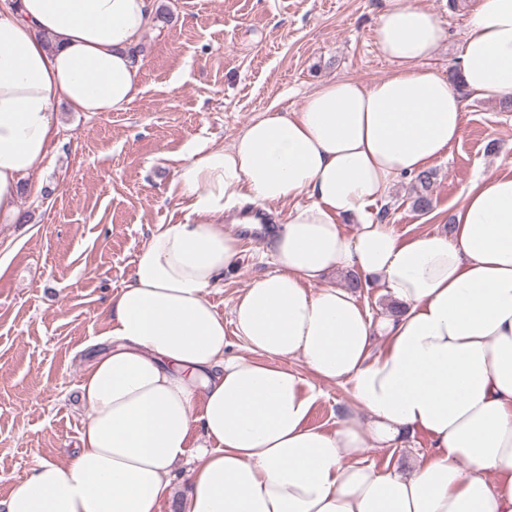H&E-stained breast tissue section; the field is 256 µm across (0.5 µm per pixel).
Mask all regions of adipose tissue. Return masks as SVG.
I'll list each match as a JSON object with an SVG mask.
<instances>
[{
	"label": "adipose tissue",
	"mask_w": 512,
	"mask_h": 512,
	"mask_svg": "<svg viewBox=\"0 0 512 512\" xmlns=\"http://www.w3.org/2000/svg\"><path fill=\"white\" fill-rule=\"evenodd\" d=\"M467 16L461 89L427 66L440 20L383 0L374 44L391 74L328 81L299 111L269 107L231 146L183 156L173 187L189 212L157 225L110 300L106 347L79 383L78 448L65 465L35 459L5 512H159L196 432L212 448L182 512H512V172L469 186L446 232L402 239L374 213L461 140L467 96L512 101V0H474ZM153 18V0H0V222L43 191L30 176L50 159L58 102L96 113L136 99L133 47ZM286 201L276 269L232 309L250 355H226L208 299L240 255L224 215L246 230L251 207ZM342 270L397 312L373 320L331 283ZM286 358L350 384L368 420L310 426L315 394ZM417 432L434 452L410 473L363 464L369 443Z\"/></svg>",
	"instance_id": "ef3b65f1"
}]
</instances>
